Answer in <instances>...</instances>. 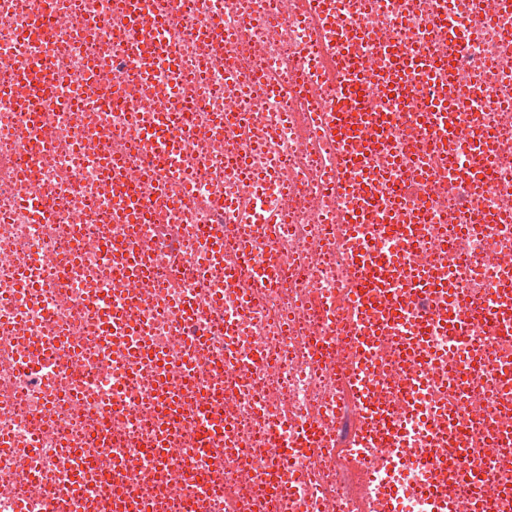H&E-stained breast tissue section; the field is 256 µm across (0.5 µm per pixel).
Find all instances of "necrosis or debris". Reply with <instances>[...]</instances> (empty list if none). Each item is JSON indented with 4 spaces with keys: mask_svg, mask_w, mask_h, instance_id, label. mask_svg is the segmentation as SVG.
<instances>
[{
    "mask_svg": "<svg viewBox=\"0 0 512 512\" xmlns=\"http://www.w3.org/2000/svg\"><path fill=\"white\" fill-rule=\"evenodd\" d=\"M442 3L452 26L441 30L433 0H330L346 22L337 31L309 0H174L185 21L157 43L154 0H140L132 28L126 0H0V512H46L17 448L35 449L79 512H432L426 486L459 472L483 477L497 512H512V389L473 356L512 360V337L494 326L512 290L489 291L512 278V0ZM38 13L43 41L27 32ZM202 23L225 40L201 38ZM452 41L460 83L417 75L405 98L382 95L385 139L364 168L338 169L359 146L322 129L336 103L322 58L387 75L388 48L441 58ZM141 42L154 50L145 71ZM36 56L51 87L38 132L23 105ZM434 101L483 136L469 178L449 181L456 142L416 119ZM147 174L165 201L126 223ZM366 189L388 227L375 239L346 222ZM416 213L409 248L396 226ZM227 225L211 257L202 244ZM248 242L278 256V287L227 276ZM355 248L449 279L457 300L489 298L492 312L474 314L473 335L433 336L428 363L379 344L357 392L350 329L336 318ZM188 356L194 386L177 366ZM367 401L401 439L340 459L344 416ZM269 405L287 430H273ZM306 421L320 426V458L292 446ZM427 439L444 463L420 460ZM73 450L112 466L72 480Z\"/></svg>",
    "mask_w": 512,
    "mask_h": 512,
    "instance_id": "necrosis-or-debris-1",
    "label": "necrosis or debris"
}]
</instances>
